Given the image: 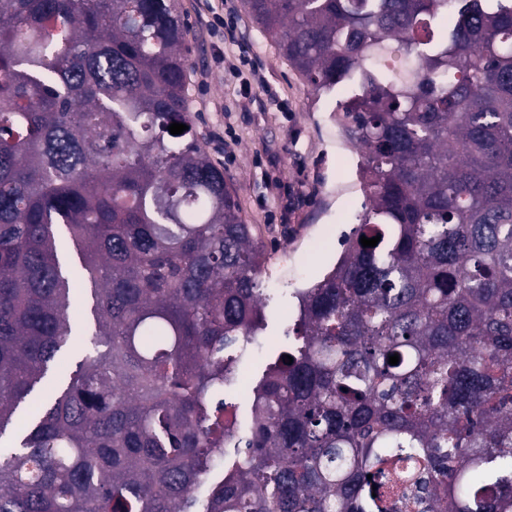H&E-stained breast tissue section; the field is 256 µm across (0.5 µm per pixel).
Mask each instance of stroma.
Returning <instances> with one entry per match:
<instances>
[{
	"instance_id": "stroma-1",
	"label": "stroma",
	"mask_w": 512,
	"mask_h": 512,
	"mask_svg": "<svg viewBox=\"0 0 512 512\" xmlns=\"http://www.w3.org/2000/svg\"><path fill=\"white\" fill-rule=\"evenodd\" d=\"M191 28L187 74L196 130L233 188L240 214L265 245L261 286L269 326L247 346L248 382L284 343L297 289L320 280L358 224L365 197L358 155L340 138L332 106L268 42L242 0H180ZM73 277L70 317L90 325L92 300L76 250L62 257Z\"/></svg>"
}]
</instances>
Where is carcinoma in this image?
Returning a JSON list of instances; mask_svg holds the SVG:
<instances>
[{
  "instance_id": "1",
  "label": "carcinoma",
  "mask_w": 512,
  "mask_h": 512,
  "mask_svg": "<svg viewBox=\"0 0 512 512\" xmlns=\"http://www.w3.org/2000/svg\"><path fill=\"white\" fill-rule=\"evenodd\" d=\"M242 2L342 92L366 198L244 437L264 245L196 132L180 0H0V437L76 333L70 244L92 298L0 512H512V0ZM83 338H88V336H72L70 340V351L66 354L62 355L53 371V374L44 380L41 387V396L42 399L52 394L59 381L63 378L69 376V374L75 370V357L74 352L81 345Z\"/></svg>"
}]
</instances>
